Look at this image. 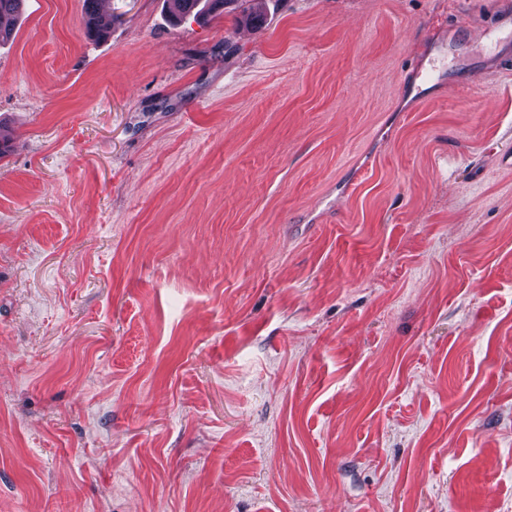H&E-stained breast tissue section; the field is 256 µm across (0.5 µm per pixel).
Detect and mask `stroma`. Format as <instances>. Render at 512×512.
<instances>
[{"instance_id":"obj_1","label":"stroma","mask_w":512,"mask_h":512,"mask_svg":"<svg viewBox=\"0 0 512 512\" xmlns=\"http://www.w3.org/2000/svg\"><path fill=\"white\" fill-rule=\"evenodd\" d=\"M106 2L0 45V512H512V0Z\"/></svg>"}]
</instances>
